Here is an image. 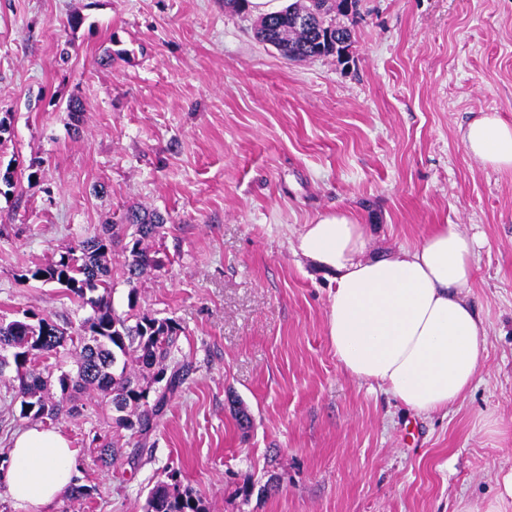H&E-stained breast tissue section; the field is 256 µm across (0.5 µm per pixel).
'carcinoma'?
Segmentation results:
<instances>
[{
  "label": "carcinoma",
  "instance_id": "1",
  "mask_svg": "<svg viewBox=\"0 0 512 512\" xmlns=\"http://www.w3.org/2000/svg\"><path fill=\"white\" fill-rule=\"evenodd\" d=\"M329 0H293L288 9L263 16L256 36L288 60L342 56L352 31L330 18ZM164 218L146 209L129 210L119 224H105L100 232L65 248L59 256L28 271L25 280L54 283L91 314L69 330L47 315L25 312L20 318H0V378L13 366L8 382L20 398V413L33 420L52 422L74 417L83 407L76 395L100 393L112 411V425L130 432L135 440L130 462L142 457L144 439L157 427L170 398L182 387L191 366L175 358L181 325L171 318L136 312L137 283L160 266L149 242L161 234ZM131 238L125 247L124 267L129 286L128 311L112 304V246ZM75 358L76 371L55 376L37 362L57 358L61 351ZM97 461L110 467L122 457L107 438L94 436ZM181 473L170 471L168 480L149 491L144 512H208L200 497L182 485Z\"/></svg>",
  "mask_w": 512,
  "mask_h": 512
}]
</instances>
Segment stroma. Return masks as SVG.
I'll return each instance as SVG.
<instances>
[{
	"label": "stroma",
	"instance_id": "1",
	"mask_svg": "<svg viewBox=\"0 0 512 512\" xmlns=\"http://www.w3.org/2000/svg\"><path fill=\"white\" fill-rule=\"evenodd\" d=\"M357 9L344 57L289 61L256 40L257 16L224 0H0V117L11 118L0 169L14 171L0 195V317L88 316L24 273L128 208L155 209L163 265L139 282L137 309L180 323L193 365L139 463H93L94 434L132 450L96 392L83 415L55 422L94 492L48 512H144L172 468L209 512H458L503 494L512 171L472 158L461 130L481 112L512 123V0ZM107 48L114 60L99 65ZM338 210L367 225L373 254L446 222L482 236L468 297L487 334L474 384L448 412L416 413L337 361L335 282L292 244ZM19 412L0 381L1 459L35 425Z\"/></svg>",
	"mask_w": 512,
	"mask_h": 512
}]
</instances>
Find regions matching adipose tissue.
<instances>
[{
	"instance_id": "obj_1",
	"label": "adipose tissue",
	"mask_w": 512,
	"mask_h": 512,
	"mask_svg": "<svg viewBox=\"0 0 512 512\" xmlns=\"http://www.w3.org/2000/svg\"><path fill=\"white\" fill-rule=\"evenodd\" d=\"M470 156L512 171V123L484 112L462 131ZM367 228L336 212L304 225L295 250L336 282L327 335L342 368L373 381L419 413L448 410L470 389L486 330L463 291L476 271L479 241L438 224L412 248L367 256ZM0 485L25 512H43L68 491L77 456L50 429L18 434Z\"/></svg>"
}]
</instances>
